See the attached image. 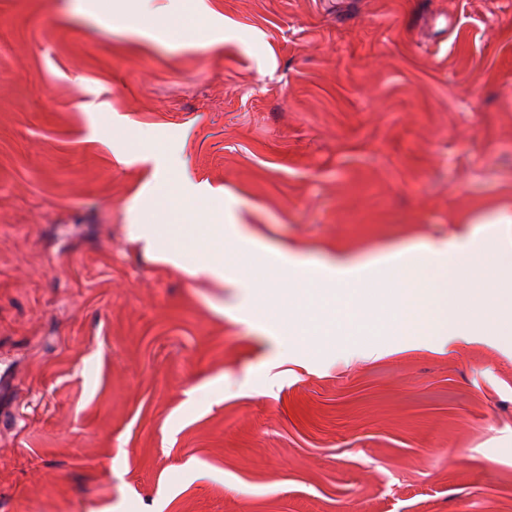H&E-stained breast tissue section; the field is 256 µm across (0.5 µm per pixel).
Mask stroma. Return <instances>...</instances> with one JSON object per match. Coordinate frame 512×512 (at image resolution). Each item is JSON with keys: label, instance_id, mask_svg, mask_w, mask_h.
<instances>
[{"label": "stroma", "instance_id": "35a3bbf8", "mask_svg": "<svg viewBox=\"0 0 512 512\" xmlns=\"http://www.w3.org/2000/svg\"><path fill=\"white\" fill-rule=\"evenodd\" d=\"M158 3L204 29L0 0V512H512V336L282 358L126 231L184 171L312 263L470 236L512 210V0Z\"/></svg>", "mask_w": 512, "mask_h": 512}]
</instances>
